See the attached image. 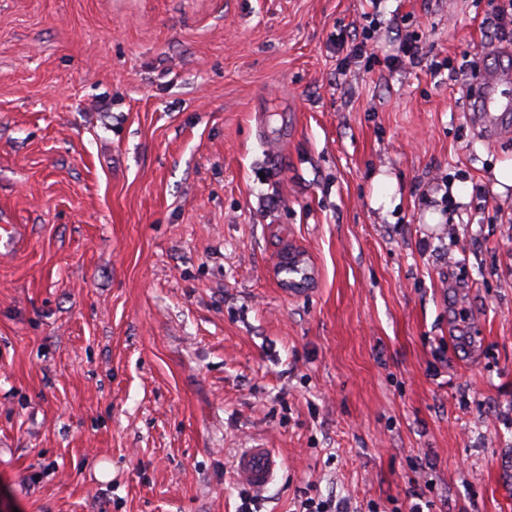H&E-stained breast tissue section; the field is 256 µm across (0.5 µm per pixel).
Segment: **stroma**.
Segmentation results:
<instances>
[{
  "label": "stroma",
  "instance_id": "1",
  "mask_svg": "<svg viewBox=\"0 0 512 512\" xmlns=\"http://www.w3.org/2000/svg\"><path fill=\"white\" fill-rule=\"evenodd\" d=\"M507 6L0 0V512H512ZM500 80L501 75L499 73L488 74L482 94L471 98L473 101V118L475 119L477 126L491 138L496 136L498 128L502 126L501 123L498 122V119L494 118L491 113L488 112L489 105L493 101L494 89ZM279 458L271 448H243L233 462L235 478L253 491L263 493L279 469Z\"/></svg>",
  "mask_w": 512,
  "mask_h": 512
}]
</instances>
